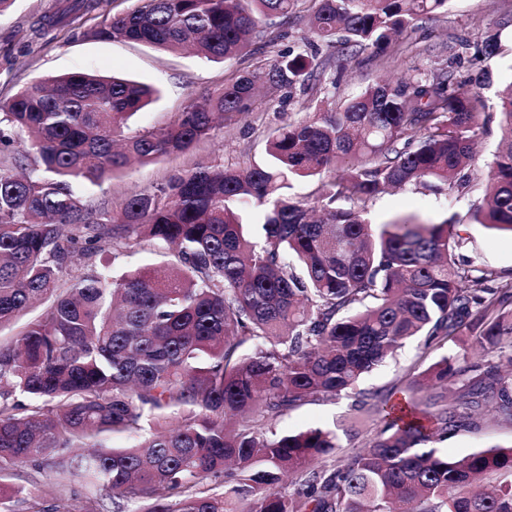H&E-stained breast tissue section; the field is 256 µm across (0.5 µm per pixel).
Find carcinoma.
<instances>
[{"mask_svg":"<svg viewBox=\"0 0 512 512\" xmlns=\"http://www.w3.org/2000/svg\"><path fill=\"white\" fill-rule=\"evenodd\" d=\"M316 2L315 36L353 54L448 4ZM297 3L137 0L90 33L230 62ZM309 66L287 50L264 79L303 90ZM156 94L76 69L0 107V326L51 301L0 345V512H83L86 485L105 489L113 512H512L511 447L461 457L435 447L486 412L512 421V383L488 359L512 347V274L464 255L472 224L512 246V84L483 203L466 220L383 224L367 208L390 187L458 199L473 187V146L491 117L448 69L376 80L339 112L274 129L261 164H199L118 211L87 207L86 188L132 161L188 152L216 116L249 111L254 81L240 76L115 148ZM310 178L323 184L318 197L291 193ZM144 240L171 247L172 260L73 273L102 243ZM414 336L427 349L471 338L462 365L442 358L406 385L435 389L427 410L358 395L375 433L343 463L332 429L272 431L289 410L354 389ZM114 436L129 443L108 445ZM16 467L52 477L53 502L6 487Z\"/></svg>","mask_w":512,"mask_h":512,"instance_id":"1","label":"carcinoma"}]
</instances>
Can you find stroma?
<instances>
[{
	"label": "stroma",
	"mask_w": 512,
	"mask_h": 512,
	"mask_svg": "<svg viewBox=\"0 0 512 512\" xmlns=\"http://www.w3.org/2000/svg\"><path fill=\"white\" fill-rule=\"evenodd\" d=\"M67 0H17L0 16V104L9 101L31 83L75 69H89L150 84L159 98L133 116L124 130L133 136L145 130L167 126L177 112L194 98L212 92L234 75L260 72L263 63L286 49L304 50L316 42V68L322 78L310 81L305 92L286 93L260 87L250 110L217 126L211 139L185 154L171 155L147 163H134L116 172L102 187L87 191L84 200L95 207L109 200L121 203L127 196L151 191L197 163H221L235 168L260 163L266 158L270 133L277 127L317 111L332 112L344 100L372 84L377 78H400L448 68L456 81L485 79L480 93L485 110L497 112L502 91L512 84V0H448L445 10L416 17L402 33L387 44L354 55L340 44L316 41L310 31L314 0H299L287 24L262 28L259 53L245 61L213 62L191 53L173 54L133 42H106L83 30L62 25L47 35L36 36L30 24L58 11ZM500 33L501 50L491 58L481 55L486 37ZM469 43L459 52L458 41ZM482 200L474 191L462 200L428 195L406 186L381 194L368 204L373 222L382 223L396 215L415 213L439 221L452 214H466ZM468 256L479 266L496 272L512 271V247L492 231L475 225L470 229ZM161 248L148 242L136 246L104 244L86 258L89 269L116 274L149 263L165 261ZM466 347L459 339L431 350L423 340L409 342L395 359L367 374L358 389L362 392L401 388L441 358H455ZM353 396L309 401L281 416L274 425L279 433H297L310 427L326 426L341 431L337 459H346L364 447L374 434L371 420L351 409ZM512 444V424L490 415L482 416L476 428L459 431L439 448L448 456H463L494 446Z\"/></svg>",
	"instance_id": "stroma-1"
}]
</instances>
